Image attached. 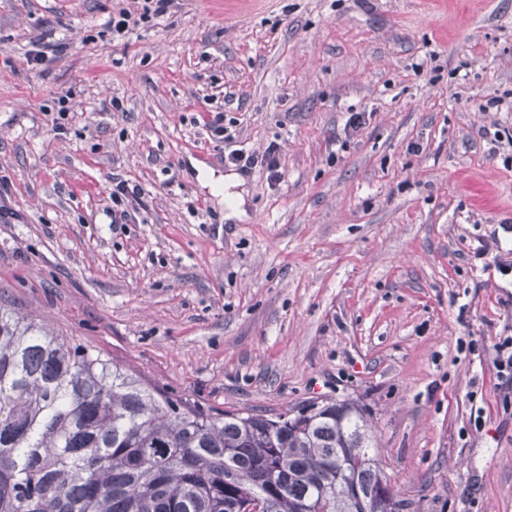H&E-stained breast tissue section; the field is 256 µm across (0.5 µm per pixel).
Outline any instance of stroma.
<instances>
[{
	"label": "stroma",
	"instance_id": "stroma-1",
	"mask_svg": "<svg viewBox=\"0 0 512 512\" xmlns=\"http://www.w3.org/2000/svg\"><path fill=\"white\" fill-rule=\"evenodd\" d=\"M143 5L0 0V306L217 412L355 403L401 512H512V0H176L113 33ZM214 111L282 182L225 164ZM146 5L143 6V13L136 18L131 12L120 11L117 16H112V31L118 34H128L135 30L139 24L147 20L150 14H160L174 3V0H144ZM155 2V3H154ZM155 4L152 9V5ZM143 192L137 185L130 187L127 180L112 184V221L125 224L131 218V211H137ZM495 367L501 377L512 383V336L500 338L496 344Z\"/></svg>",
	"mask_w": 512,
	"mask_h": 512
}]
</instances>
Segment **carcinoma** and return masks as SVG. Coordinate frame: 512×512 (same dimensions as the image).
I'll list each match as a JSON object with an SVG mask.
<instances>
[{
    "label": "carcinoma",
    "instance_id": "obj_1",
    "mask_svg": "<svg viewBox=\"0 0 512 512\" xmlns=\"http://www.w3.org/2000/svg\"><path fill=\"white\" fill-rule=\"evenodd\" d=\"M207 411L0 306V512H345L387 482L362 409Z\"/></svg>",
    "mask_w": 512,
    "mask_h": 512
}]
</instances>
